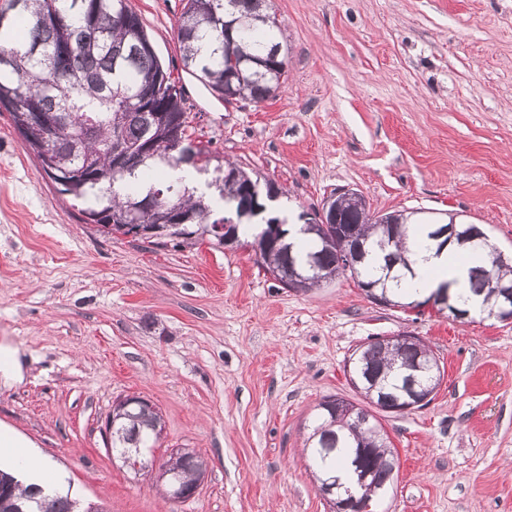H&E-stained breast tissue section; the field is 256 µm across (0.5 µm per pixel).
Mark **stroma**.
I'll return each mask as SVG.
<instances>
[{
	"label": "stroma",
	"instance_id": "1",
	"mask_svg": "<svg viewBox=\"0 0 512 512\" xmlns=\"http://www.w3.org/2000/svg\"><path fill=\"white\" fill-rule=\"evenodd\" d=\"M212 150L315 213L351 187L372 212L481 227L512 252V0H271L288 79L228 106L185 72V0H128ZM251 245L154 248L85 223L0 114V428L103 512H330L303 451L323 397L354 403L346 365L373 336L419 338L443 377L431 402L376 411L398 476L375 512H512V322H457L372 303L349 278L281 285ZM161 412L155 459L208 466L175 502L107 447L115 400Z\"/></svg>",
	"mask_w": 512,
	"mask_h": 512
}]
</instances>
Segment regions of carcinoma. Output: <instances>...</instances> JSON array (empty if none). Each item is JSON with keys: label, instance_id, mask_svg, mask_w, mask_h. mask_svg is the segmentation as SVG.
<instances>
[{"label": "carcinoma", "instance_id": "1", "mask_svg": "<svg viewBox=\"0 0 512 512\" xmlns=\"http://www.w3.org/2000/svg\"><path fill=\"white\" fill-rule=\"evenodd\" d=\"M182 62L218 96L230 83V54L241 64L235 92L243 100L261 103L275 97L287 80L288 51L283 48L282 22L268 0H186L177 22ZM95 75L84 79V73ZM0 110L24 136L29 152L60 182V192L85 205L82 212L107 236H125L124 214L134 202L154 199L144 213L150 224L176 212L184 225L157 238L195 246L213 224L227 221L216 212H238L249 203L244 187L254 178L237 164L224 160V179L218 186L206 182L194 194L181 181L161 186L149 182L158 173L168 175L183 164L197 173L214 170L220 159L208 146L193 143L184 90L172 78L156 53L139 15L126 0H6L0 7ZM55 111L65 121L54 130L53 144L28 125L32 112ZM168 113L164 125L152 115ZM124 145L123 164L112 166V141ZM387 227L375 215L341 206L336 215L353 239L365 245L355 267L339 264L336 247L325 248L319 228L300 227L312 235L305 244L283 238L264 241L253 225L240 224L239 235L252 236L266 271L278 272L302 291L319 288L326 280L348 275L358 287L373 288L393 304L405 306L400 284L413 274L404 255L406 218ZM465 248L486 250L485 260L469 270V288H455L460 302L465 292L491 299V283L512 284V261H501L489 240ZM437 363L431 350L414 342L403 345L375 338L351 355V366L362 382L359 391L368 405L384 411L406 397L408 376L423 382L418 365ZM370 423L360 428L334 424L329 410L316 409L306 454L319 490L333 483L336 464L355 469L359 450L372 471L375 495L394 483L398 469L394 449L382 424L367 409ZM156 415L133 405L118 418L111 434L115 451L152 448L157 443ZM186 482L194 480L197 460L169 457ZM1 478L15 482L11 500L0 512H91L69 496H48L37 486H25L0 470Z\"/></svg>", "mask_w": 512, "mask_h": 512}]
</instances>
